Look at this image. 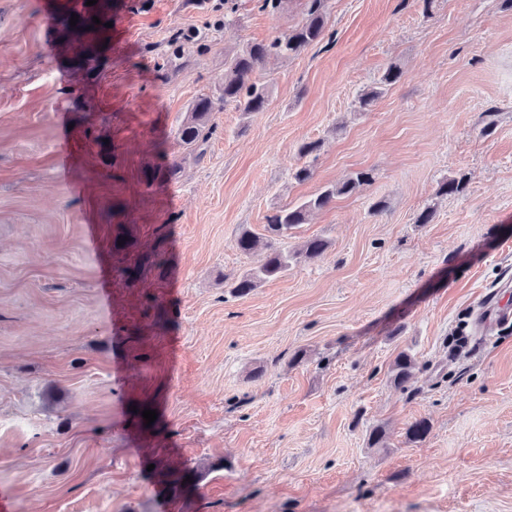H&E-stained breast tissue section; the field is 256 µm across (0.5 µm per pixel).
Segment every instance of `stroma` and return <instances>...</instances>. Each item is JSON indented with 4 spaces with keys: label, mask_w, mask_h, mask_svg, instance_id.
Listing matches in <instances>:
<instances>
[{
    "label": "stroma",
    "mask_w": 512,
    "mask_h": 512,
    "mask_svg": "<svg viewBox=\"0 0 512 512\" xmlns=\"http://www.w3.org/2000/svg\"><path fill=\"white\" fill-rule=\"evenodd\" d=\"M60 3L52 20L44 0H0L13 512H512V327L451 343L512 277V6L327 0L324 40L259 70L264 111L213 112L198 158L175 138L193 101L226 52L301 24V0L276 15L234 0L229 17L223 0ZM180 30L205 49L167 57ZM392 65L400 80L360 108ZM364 170L292 232L328 240L321 259L230 294L263 258L236 249L243 230ZM461 174L464 193L437 196ZM321 148V143L318 141H310L302 143L298 148L299 159H309V161H305L302 165H298L295 167L293 172V178L297 182H305L312 178L313 176V166L312 163L317 158V152ZM311 159V160H310ZM415 361L411 354L401 351L393 360L391 366V381L399 388H405L406 384L413 378Z\"/></svg>",
    "instance_id": "1"
}]
</instances>
